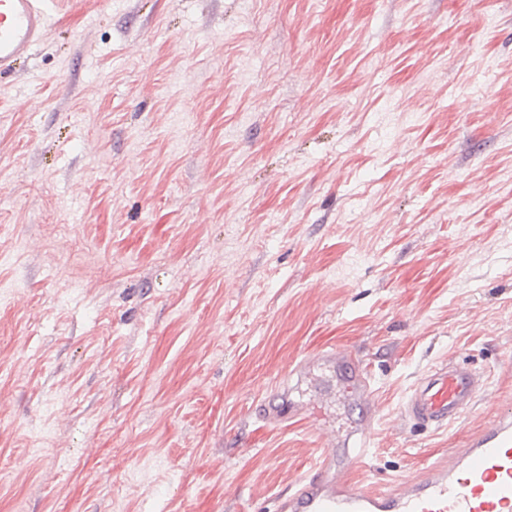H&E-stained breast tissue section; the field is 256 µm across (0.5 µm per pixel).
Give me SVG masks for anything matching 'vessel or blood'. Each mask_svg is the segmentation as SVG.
Returning <instances> with one entry per match:
<instances>
[{
    "instance_id": "b4317fda",
    "label": "vessel or blood",
    "mask_w": 512,
    "mask_h": 512,
    "mask_svg": "<svg viewBox=\"0 0 512 512\" xmlns=\"http://www.w3.org/2000/svg\"><path fill=\"white\" fill-rule=\"evenodd\" d=\"M56 0H0V73H11L44 39ZM321 369L344 380L346 397L363 417L356 443L333 436L325 443L315 473L300 488L281 494L276 512H512V414L490 421L450 463L429 466L423 475L388 491L352 485L347 471L370 451L374 394L366 372L351 352H327L295 369L305 378ZM485 386L484 375L464 364L436 366L418 380L402 405L403 419L438 431L470 409ZM323 400H285L268 415L271 423L308 414L320 416Z\"/></svg>"
}]
</instances>
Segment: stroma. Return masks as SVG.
I'll return each instance as SVG.
<instances>
[{"mask_svg": "<svg viewBox=\"0 0 512 512\" xmlns=\"http://www.w3.org/2000/svg\"><path fill=\"white\" fill-rule=\"evenodd\" d=\"M1 284L0 512H275L323 442L258 411L332 347L352 482L420 476L512 408V0H59L0 75ZM484 386L481 372L457 362L441 364L414 385L402 405L401 416L422 429H446L475 404Z\"/></svg>", "mask_w": 512, "mask_h": 512, "instance_id": "1", "label": "stroma"}]
</instances>
